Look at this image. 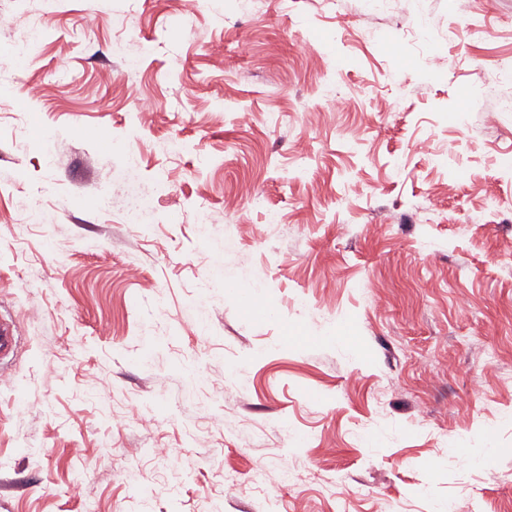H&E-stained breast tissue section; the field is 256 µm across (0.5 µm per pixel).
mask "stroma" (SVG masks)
Here are the masks:
<instances>
[{"label":"stroma","instance_id":"35a3bbf8","mask_svg":"<svg viewBox=\"0 0 512 512\" xmlns=\"http://www.w3.org/2000/svg\"><path fill=\"white\" fill-rule=\"evenodd\" d=\"M1 14L0 512H512V0Z\"/></svg>","mask_w":512,"mask_h":512}]
</instances>
